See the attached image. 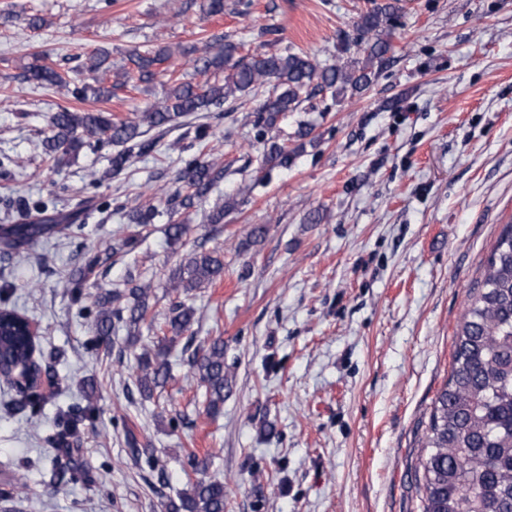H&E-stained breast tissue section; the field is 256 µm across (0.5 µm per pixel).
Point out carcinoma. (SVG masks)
Instances as JSON below:
<instances>
[{
	"label": "carcinoma",
	"mask_w": 512,
	"mask_h": 512,
	"mask_svg": "<svg viewBox=\"0 0 512 512\" xmlns=\"http://www.w3.org/2000/svg\"><path fill=\"white\" fill-rule=\"evenodd\" d=\"M395 6L386 0L364 13L355 22L356 42L362 44L364 59H350L329 66L310 55L294 50L260 51L235 57L237 47L227 43L216 48L205 41L182 54L192 56L199 73L224 72V83H173L164 99L131 120L115 122L109 112L78 111L66 106L51 116L50 135L43 140L46 154L56 165L85 146L115 144L123 150L112 157V169L120 172L129 160L150 152L153 144L143 139L146 130L161 128L194 112L210 107L233 105L238 94L265 84L273 85L255 111L254 126L260 137L275 127L279 116L294 110L302 93L309 88L330 89L337 96H356L366 91L389 61ZM167 48L132 50L128 66L112 74L110 53L99 48L89 55L87 71L92 82L81 86L67 73L57 71L38 55L24 67L26 78L65 92L77 101L88 98L110 100L114 91L137 80L150 82L155 66L169 60ZM272 166L288 165V148L276 141L264 153ZM224 178V167L213 159L195 155L184 160L175 179L178 187L167 195V202L189 209L205 200ZM96 205L86 196L78 203L80 211ZM38 218L24 224H9L0 229V244L6 250L34 240L48 238L59 225L80 231L78 212H59L54 200L35 205ZM224 274V261L212 252H195L180 262L169 277L168 309L170 335L164 342L145 346L136 355L132 383L143 396L164 386L171 376L169 350L183 343V363L188 375L204 388L206 413L217 416L224 406V392L232 372L224 362V339L206 344L196 342L191 330L195 311L186 304L189 293L205 287ZM152 286L146 282H128V287L94 296L97 313L90 330L102 344L117 324H123L129 339L138 341L140 323L146 320ZM28 318L15 308L0 306V362L6 371L24 379L18 391L19 403L29 410V419L41 415L46 396L41 391L43 369L35 364V341L28 332ZM447 382L437 392L428 428L420 448L422 476L418 483L420 512H512V223L506 225L492 248L469 307L455 334ZM96 412L93 398L82 408L58 414L59 447L68 449L77 431L78 414ZM24 477L18 476L0 490V498L9 500L25 493ZM226 490L220 480L197 479L190 490L169 504L170 512H224Z\"/></svg>",
	"instance_id": "cac0c4a2"
}]
</instances>
